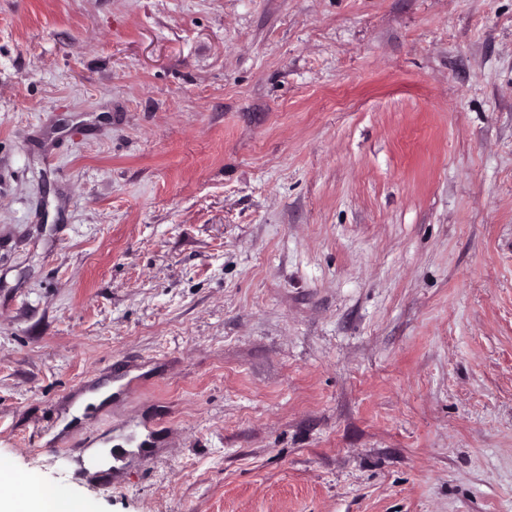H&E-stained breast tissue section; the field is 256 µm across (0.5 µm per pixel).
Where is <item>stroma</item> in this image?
Here are the masks:
<instances>
[{
  "mask_svg": "<svg viewBox=\"0 0 512 512\" xmlns=\"http://www.w3.org/2000/svg\"><path fill=\"white\" fill-rule=\"evenodd\" d=\"M0 466L512 512V0H0Z\"/></svg>",
  "mask_w": 512,
  "mask_h": 512,
  "instance_id": "1",
  "label": "stroma"
}]
</instances>
